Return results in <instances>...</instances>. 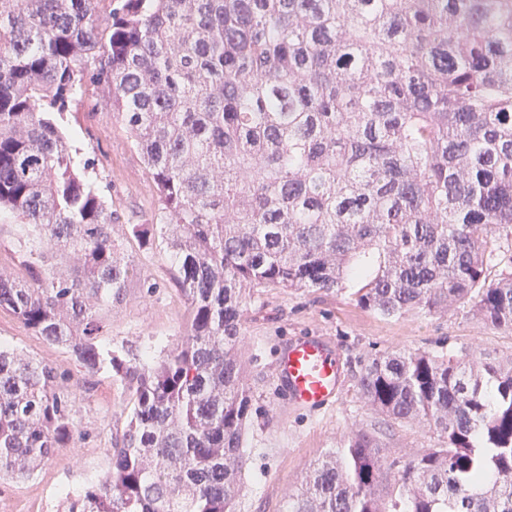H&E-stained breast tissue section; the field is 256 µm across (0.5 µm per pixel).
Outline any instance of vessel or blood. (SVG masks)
Instances as JSON below:
<instances>
[{
  "instance_id": "b4317fda",
  "label": "vessel or blood",
  "mask_w": 512,
  "mask_h": 512,
  "mask_svg": "<svg viewBox=\"0 0 512 512\" xmlns=\"http://www.w3.org/2000/svg\"><path fill=\"white\" fill-rule=\"evenodd\" d=\"M277 374L289 402L298 408L331 405L343 388L337 354L322 336H303L290 342L278 357Z\"/></svg>"
}]
</instances>
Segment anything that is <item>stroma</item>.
Instances as JSON below:
<instances>
[{"label":"stroma","instance_id":"stroma-1","mask_svg":"<svg viewBox=\"0 0 512 512\" xmlns=\"http://www.w3.org/2000/svg\"><path fill=\"white\" fill-rule=\"evenodd\" d=\"M100 86L89 83L67 111L69 141L87 177L96 182L122 222L138 224L156 207V190L126 127L100 111ZM124 248L142 273L156 282L149 293L131 284L126 301L106 317L103 344L137 349L157 342L181 343L185 303L171 277L164 241L152 248L132 239ZM354 285L342 291L312 288L255 292L247 304L238 351L253 392L245 432V465L237 512H288L296 493L318 459L335 453L351 430L360 429L382 445L386 460L403 461L412 451L433 445L422 428L388 420L369 410L357 390V377L368 359L395 349L474 350L499 360L512 359V330L485 324L470 307L424 315L415 311L383 317L360 307ZM300 336H322L337 350L344 387L336 402L321 411L292 406L276 376L281 350ZM0 344L53 366L66 392L75 399L78 428L71 447L56 452L33 477L0 481V512L23 503L28 512H60L64 493H80L109 467V448L121 435L128 396L111 373L89 374L67 350L36 336L11 312L0 309Z\"/></svg>","mask_w":512,"mask_h":512}]
</instances>
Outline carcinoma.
Here are the masks:
<instances>
[{
  "mask_svg": "<svg viewBox=\"0 0 512 512\" xmlns=\"http://www.w3.org/2000/svg\"><path fill=\"white\" fill-rule=\"evenodd\" d=\"M87 79L156 187L125 236L167 243L172 349L101 341L139 270L66 134ZM0 208L26 272L0 275V309L130 394L106 475L63 512H236L248 292L358 280L385 317L470 305L512 330V270L488 274L512 244V0H0ZM357 386L437 442L397 466L353 430L289 512H512V361L393 351ZM75 413L53 367L0 347V480L69 447Z\"/></svg>",
  "mask_w": 512,
  "mask_h": 512,
  "instance_id": "obj_1",
  "label": "carcinoma"
}]
</instances>
